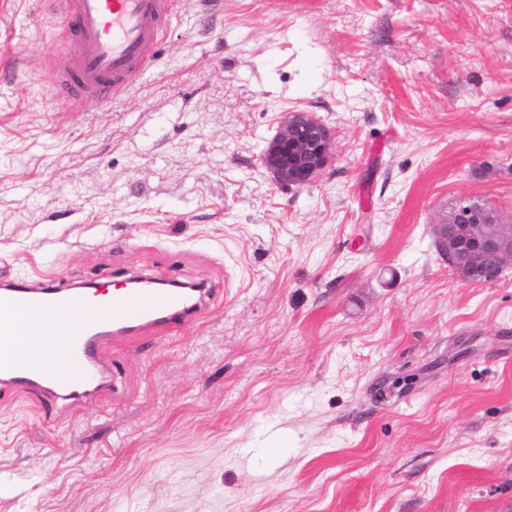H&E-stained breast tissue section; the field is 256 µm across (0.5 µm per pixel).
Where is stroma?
<instances>
[{
    "mask_svg": "<svg viewBox=\"0 0 512 512\" xmlns=\"http://www.w3.org/2000/svg\"><path fill=\"white\" fill-rule=\"evenodd\" d=\"M49 0H0V273L214 288L105 344L112 393L0 401V512H512V265L434 245L459 196L512 224V0H179L151 66L64 103ZM330 127L310 185L261 162ZM334 149L330 129L312 112H285L267 143L262 162L278 183L302 187L328 166Z\"/></svg>",
    "mask_w": 512,
    "mask_h": 512,
    "instance_id": "obj_1",
    "label": "stroma"
}]
</instances>
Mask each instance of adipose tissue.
<instances>
[{
    "label": "adipose tissue",
    "mask_w": 512,
    "mask_h": 512,
    "mask_svg": "<svg viewBox=\"0 0 512 512\" xmlns=\"http://www.w3.org/2000/svg\"><path fill=\"white\" fill-rule=\"evenodd\" d=\"M115 287H108L106 294L86 295L73 310L67 322L56 321L53 315L44 314L31 319L24 336L17 340L0 338V360L13 353L14 344H21L25 357L32 363L42 366L59 378H68L75 374L76 368L68 355V337L78 332L85 318V310L100 305L105 296L115 295Z\"/></svg>",
    "instance_id": "ef3b65f1"
}]
</instances>
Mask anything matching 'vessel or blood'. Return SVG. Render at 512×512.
<instances>
[{
	"mask_svg": "<svg viewBox=\"0 0 512 512\" xmlns=\"http://www.w3.org/2000/svg\"><path fill=\"white\" fill-rule=\"evenodd\" d=\"M62 17L63 35L72 52L68 65L55 78V93L65 102H103L129 86L153 61V49L170 25L176 0H53ZM80 284L52 278L33 282L0 277V336L22 333L25 317L43 312L66 319ZM211 290L195 291L163 285L125 291L91 311L92 318L70 345L79 372L58 381L14 352L0 362V391L34 395L42 407L58 402L82 404L112 390V373L100 361L109 340L150 336L184 329L200 318Z\"/></svg>",
	"mask_w": 512,
	"mask_h": 512,
	"instance_id": "vessel-or-blood-1",
	"label": "vessel or blood"
}]
</instances>
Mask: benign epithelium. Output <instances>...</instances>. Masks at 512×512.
I'll list each match as a JSON object with an SVG mask.
<instances>
[{
  "label": "benign epithelium",
  "mask_w": 512,
  "mask_h": 512,
  "mask_svg": "<svg viewBox=\"0 0 512 512\" xmlns=\"http://www.w3.org/2000/svg\"><path fill=\"white\" fill-rule=\"evenodd\" d=\"M334 149L330 129L311 112L284 113L267 143L262 162L275 181L302 187L328 166ZM448 264L465 282L481 285L498 278L512 263V225L493 224L471 197L457 199L447 223L435 226Z\"/></svg>",
  "instance_id": "7a95c632"
}]
</instances>
